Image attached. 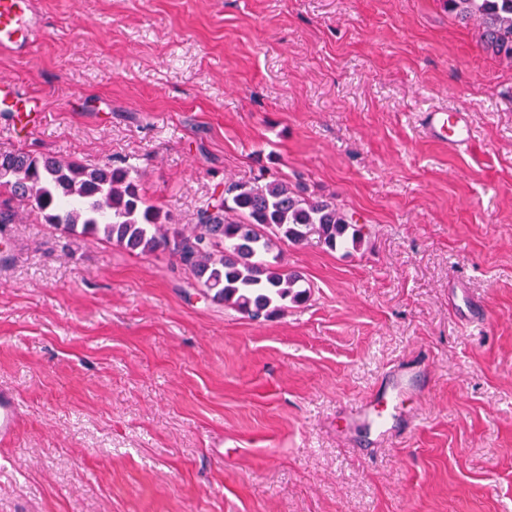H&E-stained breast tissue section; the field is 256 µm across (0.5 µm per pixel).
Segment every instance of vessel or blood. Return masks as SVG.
Listing matches in <instances>:
<instances>
[{"label": "vessel or blood", "instance_id": "obj_1", "mask_svg": "<svg viewBox=\"0 0 512 512\" xmlns=\"http://www.w3.org/2000/svg\"><path fill=\"white\" fill-rule=\"evenodd\" d=\"M45 29L36 9V0H0V52L19 58L31 57L42 42ZM31 98L21 92L17 84L0 85V112L20 114L26 112ZM422 127L434 140L445 143L450 150L458 151L469 146L472 137L467 113L462 109L424 112ZM393 405L379 401L355 410L352 421L357 427L385 436ZM19 403L9 392H0V438H11L17 428Z\"/></svg>", "mask_w": 512, "mask_h": 512}]
</instances>
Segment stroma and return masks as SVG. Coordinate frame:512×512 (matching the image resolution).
<instances>
[{"label": "stroma", "instance_id": "35a3bbf8", "mask_svg": "<svg viewBox=\"0 0 512 512\" xmlns=\"http://www.w3.org/2000/svg\"><path fill=\"white\" fill-rule=\"evenodd\" d=\"M0 148L131 164L178 228L226 183L335 200L303 304L253 320L167 251L23 212L0 233V512H512V62L443 0H38ZM469 111L473 142L421 112ZM392 436L348 426L397 369ZM31 97L21 92L16 83L0 82V112H13L17 118L23 112H31ZM29 108V109H28ZM422 127L434 140L445 143L453 151L468 147L471 129L464 109L428 110L423 113ZM19 418V403L9 392H0V438L10 439L16 431Z\"/></svg>", "mask_w": 512, "mask_h": 512}]
</instances>
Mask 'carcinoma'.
<instances>
[{
  "instance_id": "carcinoma-1",
  "label": "carcinoma",
  "mask_w": 512,
  "mask_h": 512,
  "mask_svg": "<svg viewBox=\"0 0 512 512\" xmlns=\"http://www.w3.org/2000/svg\"><path fill=\"white\" fill-rule=\"evenodd\" d=\"M448 13L481 30L484 48L512 60V0H445ZM36 212L69 234L97 236L128 252L169 251L213 299L250 318L278 315L303 303L301 275L273 251L309 233L330 251L358 250L363 225L336 202L304 196L282 178L262 185L226 183L185 231L149 200L130 166H88L62 155L0 151V224Z\"/></svg>"
}]
</instances>
